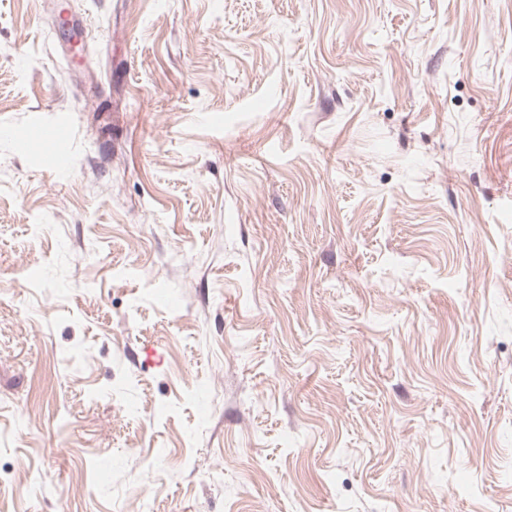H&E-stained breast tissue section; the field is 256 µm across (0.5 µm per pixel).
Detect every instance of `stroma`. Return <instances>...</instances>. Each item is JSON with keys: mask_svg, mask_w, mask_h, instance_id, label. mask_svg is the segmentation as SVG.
I'll return each mask as SVG.
<instances>
[{"mask_svg": "<svg viewBox=\"0 0 512 512\" xmlns=\"http://www.w3.org/2000/svg\"><path fill=\"white\" fill-rule=\"evenodd\" d=\"M1 124L0 512H512V0H0ZM41 136L50 150L62 155L71 144L73 127L67 119L57 118L41 126Z\"/></svg>", "mask_w": 512, "mask_h": 512, "instance_id": "stroma-1", "label": "stroma"}]
</instances>
